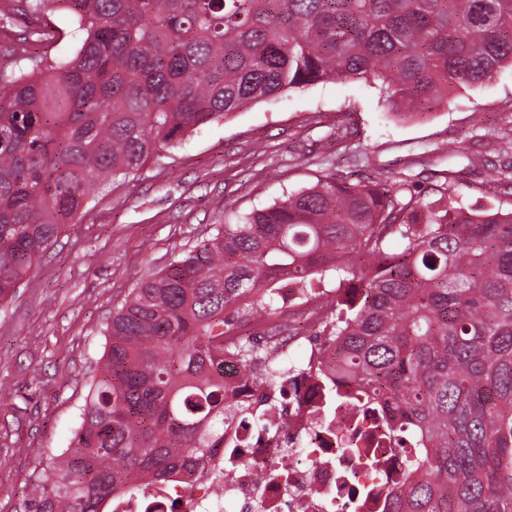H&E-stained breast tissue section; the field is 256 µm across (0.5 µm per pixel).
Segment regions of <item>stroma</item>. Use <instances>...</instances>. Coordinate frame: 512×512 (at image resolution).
Returning a JSON list of instances; mask_svg holds the SVG:
<instances>
[{
	"mask_svg": "<svg viewBox=\"0 0 512 512\" xmlns=\"http://www.w3.org/2000/svg\"><path fill=\"white\" fill-rule=\"evenodd\" d=\"M512 68L420 117H394L376 84L329 81L249 105L186 135L97 193L0 303V512H23L67 448L106 347L105 325L149 273L218 227L326 176L405 183L432 201L445 179L469 207L512 210Z\"/></svg>",
	"mask_w": 512,
	"mask_h": 512,
	"instance_id": "1",
	"label": "stroma"
}]
</instances>
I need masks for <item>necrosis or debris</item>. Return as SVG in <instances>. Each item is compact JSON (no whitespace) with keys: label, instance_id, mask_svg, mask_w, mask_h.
Segmentation results:
<instances>
[{"label":"necrosis or debris","instance_id":"obj_1","mask_svg":"<svg viewBox=\"0 0 512 512\" xmlns=\"http://www.w3.org/2000/svg\"><path fill=\"white\" fill-rule=\"evenodd\" d=\"M306 366L311 374L297 391L272 394L244 384L239 362L225 357L227 399L254 407L262 426H225L223 447L190 457L196 481L147 487L117 500L115 512H155L171 500L177 512H224L228 501L240 512H386L402 456L358 404L324 408L320 376L335 372V346L309 344Z\"/></svg>","mask_w":512,"mask_h":512}]
</instances>
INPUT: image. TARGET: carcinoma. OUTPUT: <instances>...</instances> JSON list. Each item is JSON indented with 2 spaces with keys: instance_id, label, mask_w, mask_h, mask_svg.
Wrapping results in <instances>:
<instances>
[{
  "instance_id": "1",
  "label": "carcinoma",
  "mask_w": 512,
  "mask_h": 512,
  "mask_svg": "<svg viewBox=\"0 0 512 512\" xmlns=\"http://www.w3.org/2000/svg\"><path fill=\"white\" fill-rule=\"evenodd\" d=\"M68 13L73 53L58 40ZM0 302L89 199L177 138L330 79L378 84L394 116L512 67V0H3ZM434 201L403 184L320 179L134 288L68 448L24 512H113L224 443V355L277 388L301 368L234 334L276 311L283 278L327 294L333 398L380 413L405 455L388 512H512V211ZM403 248L394 252V236Z\"/></svg>"
}]
</instances>
